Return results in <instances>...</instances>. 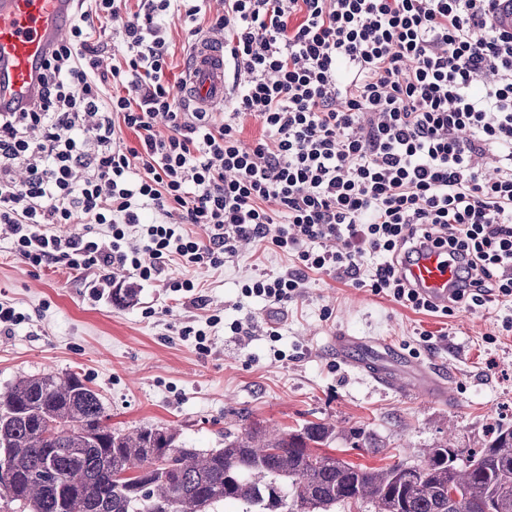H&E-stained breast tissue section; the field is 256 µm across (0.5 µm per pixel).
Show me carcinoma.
Returning a JSON list of instances; mask_svg holds the SVG:
<instances>
[{
  "mask_svg": "<svg viewBox=\"0 0 512 512\" xmlns=\"http://www.w3.org/2000/svg\"><path fill=\"white\" fill-rule=\"evenodd\" d=\"M102 396L75 373L16 379L0 392V512H212L238 502L256 512H512V427L459 458L438 445L410 465L368 468L321 452L333 427L255 425L224 447L177 443L164 425L114 428ZM164 455L161 465L151 452ZM40 470L44 480L34 478Z\"/></svg>",
  "mask_w": 512,
  "mask_h": 512,
  "instance_id": "cac0c4a2",
  "label": "carcinoma"
}]
</instances>
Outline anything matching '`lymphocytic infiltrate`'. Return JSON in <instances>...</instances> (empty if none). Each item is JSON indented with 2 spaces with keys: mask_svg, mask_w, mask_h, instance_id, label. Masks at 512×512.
<instances>
[{
  "mask_svg": "<svg viewBox=\"0 0 512 512\" xmlns=\"http://www.w3.org/2000/svg\"><path fill=\"white\" fill-rule=\"evenodd\" d=\"M496 2L224 0L213 26L248 79L218 118L171 90L165 20L195 37L205 0H79L37 99L0 111V232L33 269L98 272L95 301L111 267L196 299L170 263L218 267L242 242L291 260L242 287L279 305L325 273L450 315L402 270L428 242L463 261L460 309L512 301V30L493 24ZM111 22L122 43L106 73L94 36ZM248 117L266 133L252 145ZM148 206L160 218L146 224ZM78 213L84 233L55 234Z\"/></svg>",
  "mask_w": 512,
  "mask_h": 512,
  "instance_id": "obj_1",
  "label": "lymphocytic infiltrate"
}]
</instances>
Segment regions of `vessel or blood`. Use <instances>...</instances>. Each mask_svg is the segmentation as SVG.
<instances>
[{"mask_svg":"<svg viewBox=\"0 0 512 512\" xmlns=\"http://www.w3.org/2000/svg\"><path fill=\"white\" fill-rule=\"evenodd\" d=\"M74 0H0V110L26 106L38 93L43 64L70 24ZM194 111L209 112L228 95L224 40L210 35L195 39L191 47L189 79L178 91ZM404 271L416 288L435 305L447 306L453 293L455 270L443 248H429L406 262ZM358 341L338 335L332 341L337 359L364 367L378 384L402 396L429 389L446 399L449 384L432 366L408 365V379L394 368L367 362L357 351Z\"/></svg>","mask_w":512,"mask_h":512,"instance_id":"b4317fda","label":"vessel or blood"}]
</instances>
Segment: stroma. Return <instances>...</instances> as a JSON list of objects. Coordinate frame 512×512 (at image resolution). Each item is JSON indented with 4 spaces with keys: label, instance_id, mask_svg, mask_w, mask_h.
Listing matches in <instances>:
<instances>
[{
    "label": "stroma",
    "instance_id": "35a3bbf8",
    "mask_svg": "<svg viewBox=\"0 0 512 512\" xmlns=\"http://www.w3.org/2000/svg\"><path fill=\"white\" fill-rule=\"evenodd\" d=\"M289 264L282 253L243 243L220 267L172 265L170 276L191 278L202 303L155 281L118 307L89 299L86 271L32 269L0 239V300L25 316L0 332V391L21 376L75 372L102 394L112 426L170 425L179 442L203 450L223 447L225 432L251 423H331L329 453L368 467L396 452L412 464L443 443L464 452L496 426H512V331L504 328L512 302L440 317L315 273L285 307L244 296L251 276ZM213 315L221 322L206 349L181 336ZM235 321L243 325L237 334ZM342 333L387 340L402 359L441 365L452 381L447 400L399 396L337 363L331 344ZM355 430L370 435L376 452L352 448Z\"/></svg>",
    "mask_w": 512,
    "mask_h": 512
}]
</instances>
